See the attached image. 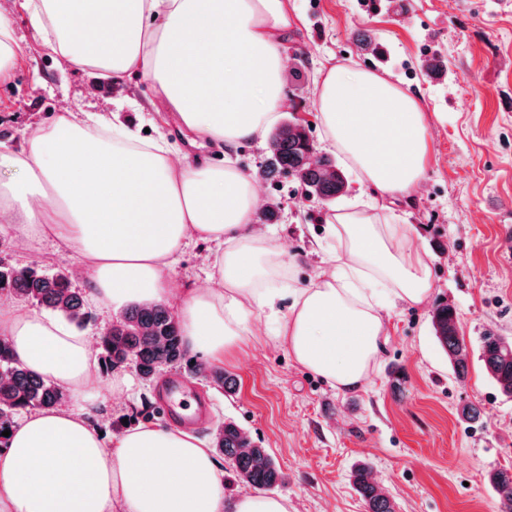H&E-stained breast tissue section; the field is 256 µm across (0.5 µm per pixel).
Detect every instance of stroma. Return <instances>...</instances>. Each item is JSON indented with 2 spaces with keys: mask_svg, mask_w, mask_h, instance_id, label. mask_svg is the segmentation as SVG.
Here are the masks:
<instances>
[{
  "mask_svg": "<svg viewBox=\"0 0 512 512\" xmlns=\"http://www.w3.org/2000/svg\"><path fill=\"white\" fill-rule=\"evenodd\" d=\"M10 5L25 48L0 79L1 145L22 150L33 127L63 109L95 104L136 129L168 133L175 155L214 164L229 157L249 174L264 166V144L191 145L175 113L154 110V89L143 74L115 84L94 69H60L50 48L36 47L21 0ZM288 11L300 22L282 45V95L292 117L310 125L317 150L325 148L314 106L321 67H367L416 95L431 161L421 186L395 208L402 223L416 225L414 244L432 266L435 287L429 303L392 311L370 382L345 394L266 342V321L255 316L256 340L216 362L236 379V393L193 379L212 409L198 435L211 440L213 424L227 420L243 427L285 474L277 492L295 512H366L350 479L359 463L371 466L396 512H499L487 475L512 467V398L487 374L480 339L490 330L512 336V0H405L399 11L387 0H288ZM364 37L379 52L362 49ZM433 54L441 61L435 75L423 66ZM299 66L305 74L298 79L292 70ZM345 179L344 192L330 204L306 197L284 174L262 183L267 200L279 204L272 229L297 258L294 286L315 279L326 220L355 199L353 174ZM213 252L204 242L184 250L169 272L176 295L207 284ZM0 255L16 266L66 272L77 266L75 254L50 239L8 244ZM439 301L456 309L468 346L462 379L433 337L430 314ZM117 376L129 387L114 394ZM102 387L93 421L108 437L145 422L166 425L156 412V386L133 367L104 373ZM470 404L480 407V423L460 418Z\"/></svg>",
  "mask_w": 512,
  "mask_h": 512,
  "instance_id": "stroma-1",
  "label": "stroma"
}]
</instances>
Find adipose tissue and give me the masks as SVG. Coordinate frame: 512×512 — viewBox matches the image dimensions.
<instances>
[{
	"label": "adipose tissue",
	"instance_id": "1",
	"mask_svg": "<svg viewBox=\"0 0 512 512\" xmlns=\"http://www.w3.org/2000/svg\"><path fill=\"white\" fill-rule=\"evenodd\" d=\"M35 39L66 67L113 81L139 72L184 130L231 147L261 142L279 119L280 47L294 28L286 0H24ZM315 106L326 145L377 195L339 208L323 270L284 287L296 259L253 227L252 178L234 162L172 159L116 114L65 111L0 150V237L51 238L72 250L104 312L172 302L167 271L191 242L214 243L209 284L177 304L189 353L216 360L254 337L264 313L273 344L336 391L364 387L389 336V312L422 305L434 279L388 202L427 171L429 141L414 95L374 71L323 73ZM0 335L29 369L70 394L0 439V512H290L286 497L228 498L210 446L182 427L141 424L105 441L92 422L100 367L86 336L56 318L0 303Z\"/></svg>",
	"mask_w": 512,
	"mask_h": 512
}]
</instances>
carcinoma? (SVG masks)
I'll return each mask as SVG.
<instances>
[{"label":"carcinoma","mask_w":512,"mask_h":512,"mask_svg":"<svg viewBox=\"0 0 512 512\" xmlns=\"http://www.w3.org/2000/svg\"><path fill=\"white\" fill-rule=\"evenodd\" d=\"M315 150L309 127L297 120L276 126L271 135L269 158L261 171L268 178L275 171L287 174L308 197L330 201L345 188V178H329L326 170L335 164L328 156L311 159ZM13 298L50 310L69 323L82 327L90 319L86 298L71 286L68 275L37 266L15 268L0 262V297ZM434 338L448 356L457 377L467 373L468 347L457 330L454 307L441 304L431 319ZM101 363L111 370L133 363L139 376L153 381L165 368L188 364V353L178 319L165 304L131 306L121 318L99 336ZM485 369L499 392L512 398V340L487 332L481 338ZM205 372L214 385L226 392L235 390L233 378L220 368ZM63 391L28 369L14 355L7 339L0 336V433L10 429L14 416L33 409H50L62 402ZM216 450L231 463L230 482L262 490H272L284 483V475L267 449L257 444L236 423L228 422L214 438ZM353 484L366 504L367 512H395V506L373 480L371 467L361 464L352 471ZM503 512H512V468L498 469L489 475Z\"/></svg>","instance_id":"carcinoma-1"}]
</instances>
